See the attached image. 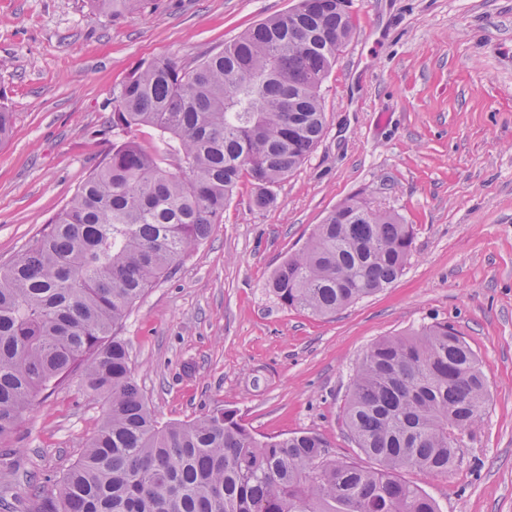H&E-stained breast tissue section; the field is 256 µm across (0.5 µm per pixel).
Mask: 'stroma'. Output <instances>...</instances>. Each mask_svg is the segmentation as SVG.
I'll list each match as a JSON object with an SVG mask.
<instances>
[{
    "label": "stroma",
    "mask_w": 512,
    "mask_h": 512,
    "mask_svg": "<svg viewBox=\"0 0 512 512\" xmlns=\"http://www.w3.org/2000/svg\"><path fill=\"white\" fill-rule=\"evenodd\" d=\"M297 0H149L104 17L88 0H0V266L112 146V93L141 64H189ZM355 33L320 95L323 135L255 206L249 181L221 224L157 280L117 331L159 423L237 410L261 436L323 435L371 466L343 427L354 370L375 340L453 326L487 368L488 403L448 476H402L441 512H512V0H346ZM353 197L414 228L403 274L329 317L283 306L277 267ZM105 412L79 375L43 392L0 441V502L34 512Z\"/></svg>",
    "instance_id": "obj_1"
}]
</instances>
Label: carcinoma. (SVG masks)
<instances>
[{"instance_id":"obj_1","label":"carcinoma","mask_w":512,"mask_h":512,"mask_svg":"<svg viewBox=\"0 0 512 512\" xmlns=\"http://www.w3.org/2000/svg\"><path fill=\"white\" fill-rule=\"evenodd\" d=\"M116 18L145 0H90ZM344 0H298L184 68L137 70L112 95V149L14 261L0 267V440L37 397L72 374L104 419L36 512H439L401 476L452 470L487 402L485 366L446 322L365 351L344 427L378 467L329 455L312 432L257 437L237 411L159 424L131 377L116 330L134 303L221 223L238 184L254 203L321 139L320 87L354 25ZM148 126L147 149L130 136ZM412 225L366 201L338 207L274 272L282 305L326 316L393 283Z\"/></svg>"}]
</instances>
